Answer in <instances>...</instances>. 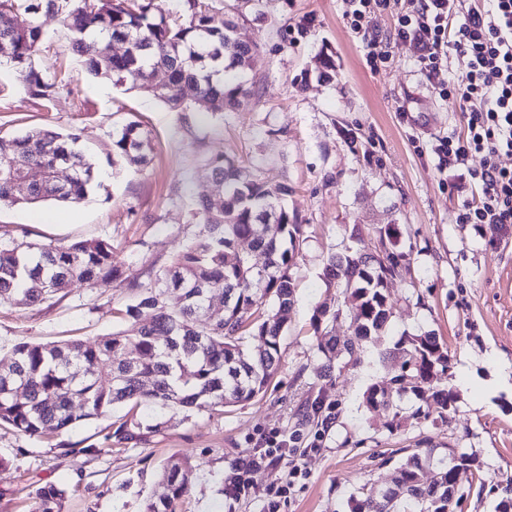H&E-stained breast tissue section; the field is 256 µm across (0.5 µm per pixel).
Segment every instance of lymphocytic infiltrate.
<instances>
[{
    "mask_svg": "<svg viewBox=\"0 0 512 512\" xmlns=\"http://www.w3.org/2000/svg\"><path fill=\"white\" fill-rule=\"evenodd\" d=\"M351 29L370 37L376 9L398 7L396 35L416 42L418 63L442 99L457 103L465 122L461 134L441 138L434 147L441 161L471 171L478 194L458 205L459 224H512V170L498 164L512 154V0H347ZM468 60L462 77L449 75L452 55Z\"/></svg>",
    "mask_w": 512,
    "mask_h": 512,
    "instance_id": "f902f5d3",
    "label": "lymphocytic infiltrate"
}]
</instances>
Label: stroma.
Masks as SVG:
<instances>
[{
    "label": "stroma",
    "mask_w": 512,
    "mask_h": 512,
    "mask_svg": "<svg viewBox=\"0 0 512 512\" xmlns=\"http://www.w3.org/2000/svg\"><path fill=\"white\" fill-rule=\"evenodd\" d=\"M208 2L260 45L231 112L211 115L195 104L175 112L86 74L59 16L39 18L38 70L50 79L70 76L50 99L32 96L16 66L0 61V139L37 126L76 134L100 182L77 203L0 205V241L23 247L103 239L121 273L114 284L71 282L36 305L0 303V360L20 341L94 343L124 329L122 310L138 286L198 234V196L212 184L209 161L228 157L251 175L287 185L304 226L274 385L248 403L165 412L161 432L99 457L64 454L1 426L0 512H32L34 490L50 484L66 492L63 512H142L167 462L191 468L175 512H267L266 493L285 484L290 491L275 512H351L362 487L391 484L397 464L417 448L471 455L472 466L459 474L464 500L456 512H495L501 499H512V225L494 233L454 220L458 201L471 195L467 171L480 159L451 167L433 148L462 131L461 112L419 70L415 44L396 37L393 9H377V40L369 45L351 31L345 0ZM370 51L388 58L379 71L366 65ZM327 63L333 77L324 81ZM131 121L148 134L142 163L112 153L113 131ZM40 212L58 219L35 223ZM349 246L364 253L383 246L406 259L388 283L392 317L378 352L357 365L336 360L327 379L311 317L316 306L343 303L322 270ZM429 332L448 347V369L434 380L455 396L447 418L434 407L416 416L420 402L411 394L395 408L368 411L367 387L396 372L387 355L394 341ZM319 398L331 405V420L302 422L304 408ZM272 431L288 438L287 448L268 452L264 437ZM259 453L265 460L251 475L252 495H225L232 466Z\"/></svg>",
    "instance_id": "1"
}]
</instances>
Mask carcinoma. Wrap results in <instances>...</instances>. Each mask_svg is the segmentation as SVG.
I'll use <instances>...</instances> for the list:
<instances>
[{
    "instance_id": "obj_1",
    "label": "carcinoma",
    "mask_w": 512,
    "mask_h": 512,
    "mask_svg": "<svg viewBox=\"0 0 512 512\" xmlns=\"http://www.w3.org/2000/svg\"><path fill=\"white\" fill-rule=\"evenodd\" d=\"M64 15L74 52L86 55L85 70L104 76L115 86H130L150 94L174 111L188 108L183 88L209 103L207 111L222 113L238 104L244 91L239 75L258 44L239 23L224 18L204 0H184V17H171L156 0H0V42L8 43L10 61L30 92L51 96L56 83L35 67L34 56L43 37L39 24L20 26L19 9ZM124 45L122 52L114 46ZM168 73L169 89L152 85L155 72ZM77 137L52 128H37L9 143L0 140V204L76 203L97 182L96 166L76 147ZM148 138L140 124L130 122L112 136V153L145 159ZM24 156L41 179L19 198L15 185L25 171L11 164ZM211 179L224 189L219 198L201 197L195 213L199 234L176 255L170 267L138 286L134 303L126 306L128 327L93 344L71 340L53 344L19 342L9 364L0 368V425L30 439L52 432L60 437L82 421L108 415L116 407L127 411L115 430L99 444L82 448L65 440L66 453L100 456L112 452V439L133 440L144 428L137 408L185 411L204 403L234 405L265 394L281 360V336L294 302L291 270L300 244L302 225L288 211V188L246 178L227 158L210 162ZM250 239L252 249L265 255L264 274L252 268L250 257L238 252ZM406 255L391 251L388 265L346 251L327 259L326 286L342 289L349 303L354 336L346 340L361 352L377 346L388 330L392 304L384 293L388 276ZM112 245L85 240L68 246L31 243L20 251L0 244V302L18 297L29 304L56 295L74 279L89 283L117 281ZM152 310L151 321L140 320ZM343 309H315L312 326L317 349L327 362L336 360L337 339L322 326L333 324ZM257 339L253 352L242 348L244 334ZM140 358L128 361V351ZM400 374L391 382L372 384L364 395L369 409L390 406L394 395L411 393L446 411L454 402L447 389L433 386L437 371L448 370V348L432 333L394 344ZM25 387L18 398L14 390ZM162 430L159 422L147 427ZM464 453L434 459L433 449L418 448L396 468L393 487L363 488L352 512H448V485L454 474L470 466ZM435 465L432 482L424 468ZM188 468L175 463L161 472V492L149 499L144 512H174L187 492ZM66 491L46 485L35 491L34 512H62Z\"/></svg>"
}]
</instances>
